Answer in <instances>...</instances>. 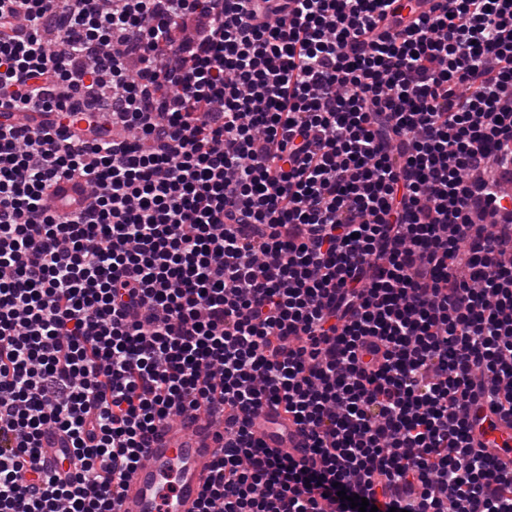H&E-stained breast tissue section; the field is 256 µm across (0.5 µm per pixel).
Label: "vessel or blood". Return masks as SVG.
<instances>
[{"label":"vessel or blood","mask_w":512,"mask_h":512,"mask_svg":"<svg viewBox=\"0 0 512 512\" xmlns=\"http://www.w3.org/2000/svg\"><path fill=\"white\" fill-rule=\"evenodd\" d=\"M56 200L65 209L81 204V194L67 179L56 184ZM220 424L202 412L180 416L159 428L143 461L124 479L119 512H197L202 488L214 460V432ZM256 437L299 459L309 456L307 442L295 425L257 422ZM481 446L504 463L512 462V419L482 411L476 424Z\"/></svg>","instance_id":"1"}]
</instances>
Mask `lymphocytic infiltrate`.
<instances>
[{"label": "lymphocytic infiltrate", "instance_id": "1", "mask_svg": "<svg viewBox=\"0 0 512 512\" xmlns=\"http://www.w3.org/2000/svg\"><path fill=\"white\" fill-rule=\"evenodd\" d=\"M506 181L512 0H0V512H118L200 409L199 512H512ZM56 200L66 210L76 209L82 202L79 190L74 187L72 182L65 178L57 181ZM482 416L476 424V436L483 446L492 450L499 460L510 466L512 462V419L501 414H490L487 407L484 411L474 409L473 414ZM256 437L261 438L271 448H282L283 451L292 454L297 459H309L307 441L297 430L295 425L288 420L273 427L260 418L254 428Z\"/></svg>", "mask_w": 512, "mask_h": 512}]
</instances>
